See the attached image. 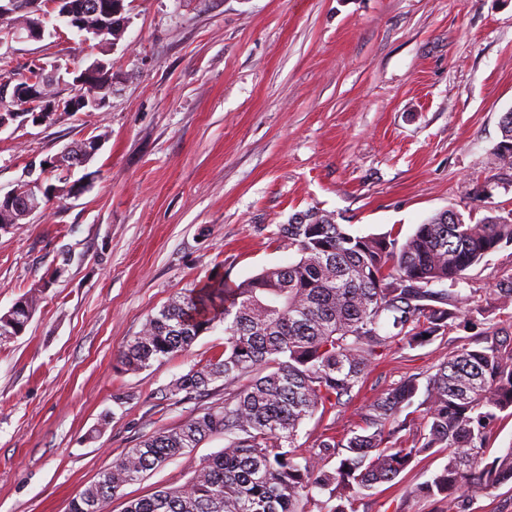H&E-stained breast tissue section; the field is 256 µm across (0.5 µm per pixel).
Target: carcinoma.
Masks as SVG:
<instances>
[{
	"instance_id": "cac0c4a2",
	"label": "carcinoma",
	"mask_w": 512,
	"mask_h": 512,
	"mask_svg": "<svg viewBox=\"0 0 512 512\" xmlns=\"http://www.w3.org/2000/svg\"><path fill=\"white\" fill-rule=\"evenodd\" d=\"M277 235L293 262L234 285L213 277L180 293L120 355L125 370L141 371L189 350L222 320L224 349L161 394L191 400L222 380L224 401L200 405L183 425L128 449L68 512H102L123 486L216 433L224 434V448L185 485L133 500L125 512H358L366 492L434 448L445 449L448 461L423 489L447 499L453 512H471L478 495L512 483V446L492 457L487 447L493 424L512 415V342L496 331L462 345L425 391L410 376L376 398L352 435L325 437L313 450L296 445L304 421L344 406L385 349L447 333L459 298L434 285L457 283L512 244V212L491 208L476 220L448 209L401 243L390 233L356 235L331 215L307 210ZM47 287L0 314V344L24 332ZM414 405L423 429L407 412Z\"/></svg>"
}]
</instances>
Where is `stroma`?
Segmentation results:
<instances>
[{
    "label": "stroma",
    "instance_id": "1",
    "mask_svg": "<svg viewBox=\"0 0 512 512\" xmlns=\"http://www.w3.org/2000/svg\"><path fill=\"white\" fill-rule=\"evenodd\" d=\"M117 37L51 34L0 50V80L59 64L47 89L73 96L70 67L112 64L105 105L0 130V194L32 162L92 136L101 147L67 193L0 230V313L45 286L25 332L0 345V512H66L127 449L175 428L195 401L161 390L224 347V325L191 350L131 373L119 356L172 297L215 273L237 284L294 258L279 225L313 209L358 235L413 234L453 209L512 210V164L494 151L512 111V0H123ZM512 244L467 269L446 335L392 346L336 413L297 442L344 436L409 376L427 383L489 327L512 338ZM224 446L216 434L125 485L110 505L186 484ZM434 449L358 512H448L418 494Z\"/></svg>",
    "mask_w": 512,
    "mask_h": 512
}]
</instances>
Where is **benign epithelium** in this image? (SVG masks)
<instances>
[{"instance_id":"obj_1","label":"benign epithelium","mask_w":512,"mask_h":512,"mask_svg":"<svg viewBox=\"0 0 512 512\" xmlns=\"http://www.w3.org/2000/svg\"><path fill=\"white\" fill-rule=\"evenodd\" d=\"M57 13V18L78 32H86L94 36L110 32L117 26L115 6L103 0H83L76 4L73 0H0V16H19L21 26L0 30V47L26 33L29 40H40L44 37L45 25L42 19L47 11ZM108 63L96 60L74 77V81L85 87L98 74L107 71ZM38 79L28 81L26 85L0 89L3 94H12L15 100L29 103L34 125L55 122L60 118L85 108H99L103 100L95 95L80 94L65 100H49L45 97L44 88L51 84L58 75V67L45 63L36 64ZM101 147V140L90 138L79 145L68 146L60 153L44 160L50 169H69L86 165ZM46 189L40 178L24 180L11 191L5 193L7 199L17 213L15 223L22 224L37 211L38 203Z\"/></svg>"}]
</instances>
